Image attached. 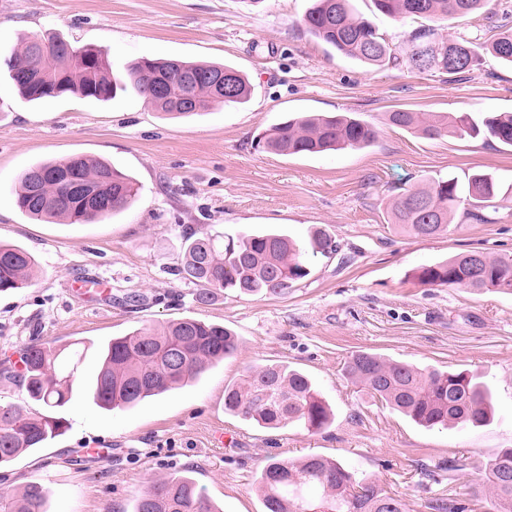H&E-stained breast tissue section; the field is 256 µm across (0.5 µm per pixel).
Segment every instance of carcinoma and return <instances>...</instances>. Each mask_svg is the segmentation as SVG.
Masks as SVG:
<instances>
[{"label":"carcinoma","mask_w":512,"mask_h":512,"mask_svg":"<svg viewBox=\"0 0 512 512\" xmlns=\"http://www.w3.org/2000/svg\"><path fill=\"white\" fill-rule=\"evenodd\" d=\"M375 9L397 20L434 18L446 21L479 10L492 0H371ZM306 30L335 52L370 66L391 65L418 73H465L479 59L473 42L448 38L430 27L408 33L407 47L396 54L369 20L354 12L351 0H312L303 18ZM60 37L28 34L5 61L9 76L25 102L78 95L107 101L117 91L136 89L156 111L176 119L200 115L214 103H245L248 80L237 69L219 63L179 59H143L114 73L109 53L93 46H56ZM487 51L512 65V30H506ZM224 72L227 90L212 77ZM392 125L426 138H492L512 146V113L488 116L481 122L468 112L396 111ZM378 131L368 122L342 113H306L285 118L256 139L257 146L283 155L318 154L373 145ZM71 170L94 191L112 200L101 212L77 197H67L53 178L60 161L34 164L23 171L14 190L15 205L31 219L59 224H88L128 207L138 189L115 166L90 156L72 155ZM512 197L509 188L486 173L476 172L464 184L455 178L433 179L397 195L389 205L393 223L416 237L448 231L460 206L466 218L484 221L478 205ZM337 245L324 229H315L307 245L280 232L238 239L204 235L186 238L179 274L198 287L196 300L207 304L226 291L238 295L280 294L309 274L308 254L328 255ZM34 256L25 248L0 243V291L28 286L35 276ZM419 281L429 286L466 288L512 294V256L483 255L474 271L470 253H459L421 268ZM239 349L230 329L211 322L182 318L136 329L112 338L102 349V364L92 388L94 403L104 409H128L148 397L165 394L209 366L234 356ZM81 353L76 344H32L23 351L19 371L5 368L0 376L25 387L28 396L47 407L72 399ZM352 384L386 407L425 428L483 426L492 415L488 386L465 371L449 372L390 361L359 351L345 365ZM224 410L265 429L289 425L318 431L331 410L316 384L286 363L255 365L224 388ZM64 432L61 419L0 403V464L41 448ZM486 481L479 493L490 512H512V448L485 464ZM267 512H404V503L380 485L355 474L338 461L317 454L298 460L270 458L255 482ZM46 490L29 483L23 490L0 495V512H46ZM132 512H218L203 489L187 475L172 474L154 481L134 502Z\"/></svg>","instance_id":"cac0c4a2"}]
</instances>
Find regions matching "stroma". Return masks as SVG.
Segmentation results:
<instances>
[{
  "instance_id": "stroma-1",
  "label": "stroma",
  "mask_w": 512,
  "mask_h": 512,
  "mask_svg": "<svg viewBox=\"0 0 512 512\" xmlns=\"http://www.w3.org/2000/svg\"><path fill=\"white\" fill-rule=\"evenodd\" d=\"M310 0H0V58L22 35L54 32L108 50L115 69L142 57L226 63L245 74L250 100L168 119L135 91L107 102L71 96L22 102L0 68V242L38 264L28 287L0 293V369L31 343L86 349L70 402L51 409L62 435L0 468V492L35 481L49 512H130L155 479L191 471L224 512H264L252 486L267 459L319 454L400 497L406 512L435 499L475 497L485 463L512 448V295L421 284L420 267L468 250L512 255V199L478 223L456 216L446 233L416 238L388 203L438 177L484 171L512 184V148L483 138H424L389 124L396 110L512 112V67L491 54L457 75L372 68L306 31ZM512 28V0L492 13L441 23L440 32L485 46ZM288 112H353L378 131L360 150L280 155L256 137ZM83 154L106 160L139 187L135 202L92 224L22 215L12 190L31 164ZM322 227L336 254L281 295L221 294L195 302L176 275L185 235L280 231L304 240ZM103 294L71 296L72 280ZM193 317L233 328L235 357L133 409L108 412L84 393L99 349L115 336ZM369 351L419 367L467 371L493 392L480 427L427 429L351 383L349 357ZM306 371L333 411L330 426L265 430L224 411V387L249 366Z\"/></svg>"
}]
</instances>
